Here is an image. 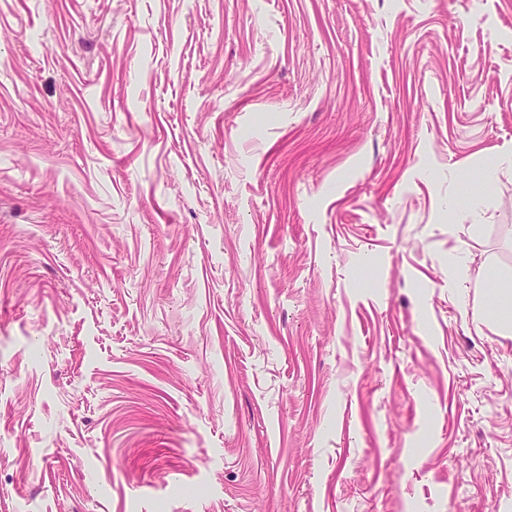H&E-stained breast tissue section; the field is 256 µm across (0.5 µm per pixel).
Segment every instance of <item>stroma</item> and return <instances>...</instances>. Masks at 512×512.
I'll list each match as a JSON object with an SVG mask.
<instances>
[{"label":"stroma","instance_id":"obj_1","mask_svg":"<svg viewBox=\"0 0 512 512\" xmlns=\"http://www.w3.org/2000/svg\"><path fill=\"white\" fill-rule=\"evenodd\" d=\"M512 0H0V512H512Z\"/></svg>","mask_w":512,"mask_h":512}]
</instances>
